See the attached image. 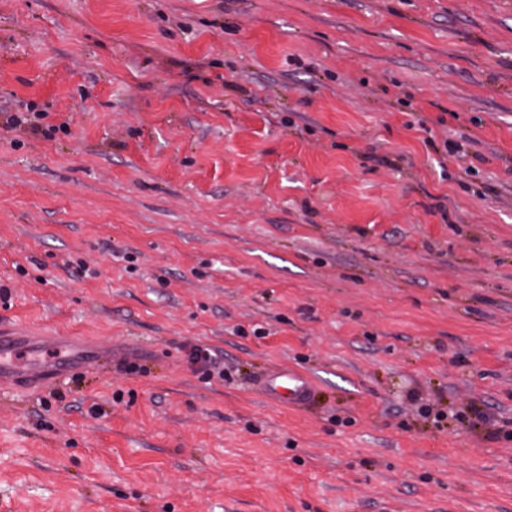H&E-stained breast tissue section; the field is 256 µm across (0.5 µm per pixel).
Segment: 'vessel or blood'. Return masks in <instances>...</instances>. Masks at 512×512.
Returning <instances> with one entry per match:
<instances>
[{
  "mask_svg": "<svg viewBox=\"0 0 512 512\" xmlns=\"http://www.w3.org/2000/svg\"><path fill=\"white\" fill-rule=\"evenodd\" d=\"M39 348L32 337L19 327L0 329V388L12 389L17 379H26L40 388L56 380L63 372L82 365L89 351L72 347L62 357L53 360L35 358ZM260 384L269 398L279 403L301 406L313 397V385L301 373L285 367L272 370Z\"/></svg>",
  "mask_w": 512,
  "mask_h": 512,
  "instance_id": "b4317fda",
  "label": "vessel or blood"
}]
</instances>
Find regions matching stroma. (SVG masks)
<instances>
[{
  "mask_svg": "<svg viewBox=\"0 0 512 512\" xmlns=\"http://www.w3.org/2000/svg\"><path fill=\"white\" fill-rule=\"evenodd\" d=\"M0 111V328L116 351L0 512H512V0H0ZM186 363L197 373H201L205 377H210L212 373L219 368L218 363L214 360V354L197 345H189L185 349ZM269 398L279 403L301 406L313 397V385L301 373L287 367L272 370L260 381Z\"/></svg>",
  "mask_w": 512,
  "mask_h": 512,
  "instance_id": "35a3bbf8",
  "label": "stroma"
}]
</instances>
